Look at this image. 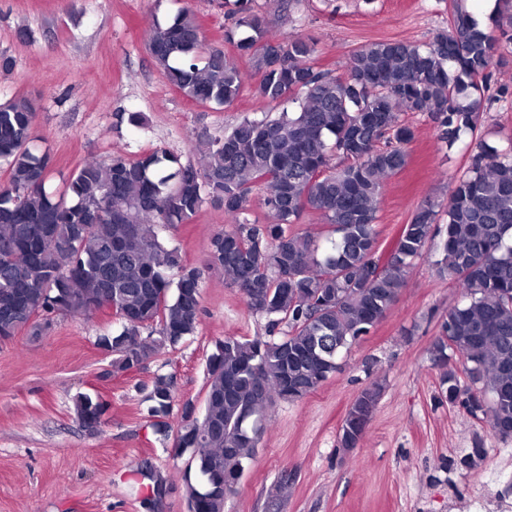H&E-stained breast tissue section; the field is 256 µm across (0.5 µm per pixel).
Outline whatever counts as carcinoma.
<instances>
[{"label":"carcinoma","instance_id":"1","mask_svg":"<svg viewBox=\"0 0 512 512\" xmlns=\"http://www.w3.org/2000/svg\"><path fill=\"white\" fill-rule=\"evenodd\" d=\"M235 28L250 35L237 46L257 76L254 92L284 106L273 119L245 118L208 146L200 165L165 149L136 159L85 161L63 197L47 190L49 158L31 146L33 101L0 103V339L37 332L57 315L88 320L109 309L120 330L98 338L112 353L110 374L143 368L166 346L195 334L203 270L183 263L157 232L186 224L209 202L231 218L210 239L207 265L224 270L248 308L268 318L277 341L226 336L207 360L204 408L183 406L174 456H188L199 475L187 486L191 512H224L234 486L262 437L267 410L319 389L339 353L369 333L396 301L411 261L434 234L435 205L415 210L381 270L374 257L383 184L407 164L413 128L398 113H421L453 147L478 127L484 81L496 55L512 52V0H503L497 31L456 7L448 31L424 45L402 40L368 43L346 58L338 77L314 65L315 48L300 36L278 38L243 8ZM150 55L166 82L201 105H229L247 75L223 51L202 42L194 16L183 11L151 28ZM339 163L332 164V159ZM266 190L273 222L245 217L253 189ZM307 210L331 228L321 239L293 229ZM437 273L461 290L463 302L442 320L431 345L445 368L448 403L462 404L494 432L512 433V146L485 141L452 184ZM157 336H142L145 328ZM459 356L469 385L448 365ZM373 384L356 397L339 441L355 448L368 422L355 412L376 405ZM151 415L169 417L172 378L157 376ZM75 409L94 432L108 404L80 395ZM135 475L147 493L144 512H163L172 484L143 460Z\"/></svg>","mask_w":512,"mask_h":512}]
</instances>
